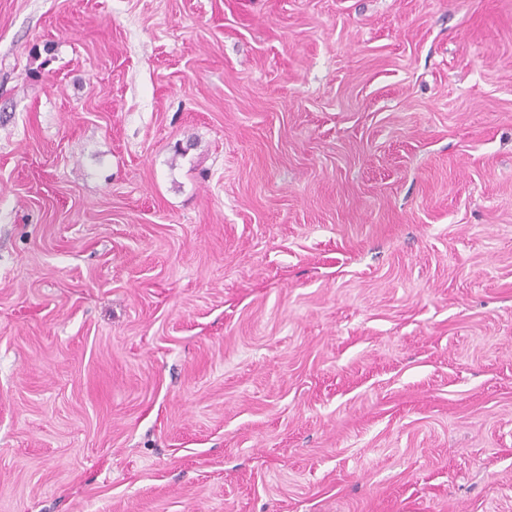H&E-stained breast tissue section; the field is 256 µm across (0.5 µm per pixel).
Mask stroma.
I'll use <instances>...</instances> for the list:
<instances>
[{"mask_svg": "<svg viewBox=\"0 0 512 512\" xmlns=\"http://www.w3.org/2000/svg\"><path fill=\"white\" fill-rule=\"evenodd\" d=\"M0 512H512V0H0Z\"/></svg>", "mask_w": 512, "mask_h": 512, "instance_id": "obj_1", "label": "stroma"}]
</instances>
